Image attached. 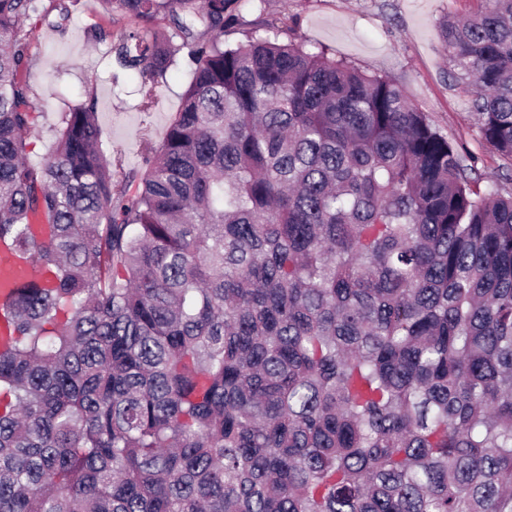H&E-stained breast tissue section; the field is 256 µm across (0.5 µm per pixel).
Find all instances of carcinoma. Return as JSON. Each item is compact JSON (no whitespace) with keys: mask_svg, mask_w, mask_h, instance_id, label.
Returning <instances> with one entry per match:
<instances>
[{"mask_svg":"<svg viewBox=\"0 0 512 512\" xmlns=\"http://www.w3.org/2000/svg\"><path fill=\"white\" fill-rule=\"evenodd\" d=\"M100 2L144 139L195 69L145 168L92 101L33 164L19 69L78 0H0V242L55 274L0 314V512H512V192L393 79L224 45L238 0ZM483 2L443 48L512 161V0ZM192 63L184 49L178 54V62L164 78L159 105L151 117L152 146L158 145L165 137L168 125L174 114L179 110L184 90L189 84Z\"/></svg>","mask_w":512,"mask_h":512,"instance_id":"1","label":"carcinoma"}]
</instances>
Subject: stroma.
<instances>
[{
  "label": "stroma",
  "mask_w": 512,
  "mask_h": 512,
  "mask_svg": "<svg viewBox=\"0 0 512 512\" xmlns=\"http://www.w3.org/2000/svg\"><path fill=\"white\" fill-rule=\"evenodd\" d=\"M479 6L480 0H242L223 41L237 45L267 37L265 21L286 19L277 41L293 40L309 51L390 77L450 142L479 155L481 190H512V164L480 139L472 119V88L453 81V66L443 51V21L469 16ZM132 26L121 12L105 11L100 0H80L65 30L37 27L20 72L37 105L28 136L32 163L51 155L60 113L92 97L104 140L122 148L130 168L144 167L150 145L164 139L180 107L192 63L187 53H179L150 119L152 139L143 141V117L136 107L139 78L115 73L110 53L112 43Z\"/></svg>",
  "instance_id": "1"
}]
</instances>
